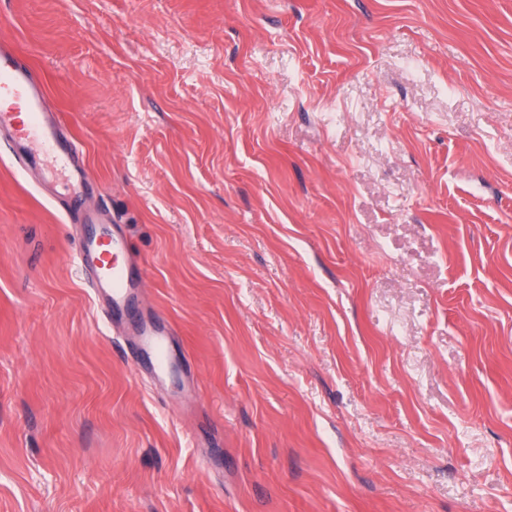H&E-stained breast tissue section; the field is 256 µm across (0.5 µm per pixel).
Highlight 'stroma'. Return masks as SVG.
<instances>
[{
    "label": "stroma",
    "mask_w": 512,
    "mask_h": 512,
    "mask_svg": "<svg viewBox=\"0 0 512 512\" xmlns=\"http://www.w3.org/2000/svg\"><path fill=\"white\" fill-rule=\"evenodd\" d=\"M1 42L185 357L137 372L0 143V512H512V0H0Z\"/></svg>",
    "instance_id": "1"
}]
</instances>
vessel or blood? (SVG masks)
<instances>
[{
	"label": "vessel or blood",
	"mask_w": 512,
	"mask_h": 512,
	"mask_svg": "<svg viewBox=\"0 0 512 512\" xmlns=\"http://www.w3.org/2000/svg\"><path fill=\"white\" fill-rule=\"evenodd\" d=\"M0 97L23 103L28 111L24 122L17 113L0 112V132L9 134L24 165L37 168L48 157L55 167L81 179L83 172L76 165L81 155L78 141L65 134L60 113L46 111L44 87L31 65L1 47ZM82 219L87 231L78 240L76 256L87 287L104 317L126 325L137 336L133 361L153 379L164 380L173 367L175 328L141 314L145 272L139 262L129 258L121 225L110 215L95 211L84 212Z\"/></svg>",
	"instance_id": "vessel-or-blood-1"
}]
</instances>
